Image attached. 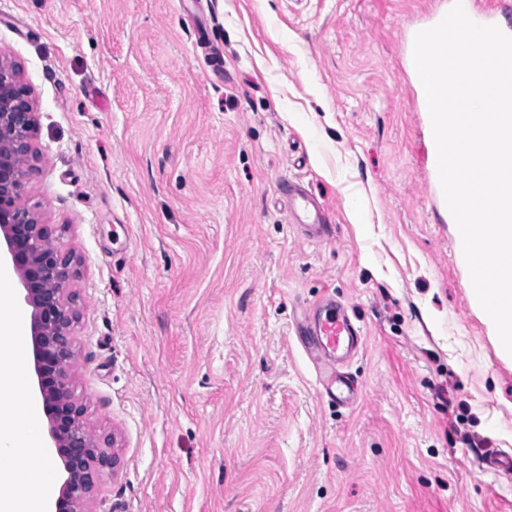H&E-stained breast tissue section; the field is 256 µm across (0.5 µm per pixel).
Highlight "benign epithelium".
I'll return each instance as SVG.
<instances>
[{"label":"benign epithelium","mask_w":512,"mask_h":512,"mask_svg":"<svg viewBox=\"0 0 512 512\" xmlns=\"http://www.w3.org/2000/svg\"><path fill=\"white\" fill-rule=\"evenodd\" d=\"M36 103L19 66L0 53V246L10 259L24 301L32 308L34 371L53 453L66 477L55 512H87L96 480L116 465L111 436L93 434L70 383L74 328L80 299L71 289L77 262L60 250L40 205L26 200L30 176L42 154L35 145Z\"/></svg>","instance_id":"benign-epithelium-1"}]
</instances>
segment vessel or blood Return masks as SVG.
Returning <instances> with one entry per match:
<instances>
[{
  "label": "vessel or blood",
  "mask_w": 512,
  "mask_h": 512,
  "mask_svg": "<svg viewBox=\"0 0 512 512\" xmlns=\"http://www.w3.org/2000/svg\"><path fill=\"white\" fill-rule=\"evenodd\" d=\"M468 17L477 24H492L497 12L506 10L505 0H462ZM289 214L300 227L317 239L327 240L333 235V227L327 224L323 208L316 197L297 182H288L285 188ZM306 351L319 352L324 360L320 381L327 397L338 403L351 400V387L336 372L335 353L345 348L357 350L363 343L359 329L353 324L344 307L328 300L305 312L299 325Z\"/></svg>",
  "instance_id": "1"
}]
</instances>
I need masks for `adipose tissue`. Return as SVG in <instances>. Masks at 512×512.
I'll return each instance as SVG.
<instances>
[{
	"label": "adipose tissue",
	"mask_w": 512,
	"mask_h": 512,
	"mask_svg": "<svg viewBox=\"0 0 512 512\" xmlns=\"http://www.w3.org/2000/svg\"><path fill=\"white\" fill-rule=\"evenodd\" d=\"M10 276L0 268V512H44L56 482L41 452L38 412L27 401L23 321L11 311Z\"/></svg>",
	"instance_id": "obj_1"
}]
</instances>
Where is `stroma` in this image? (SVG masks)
Here are the masks:
<instances>
[{"label":"stroma","instance_id":"35a3bbf8","mask_svg":"<svg viewBox=\"0 0 512 512\" xmlns=\"http://www.w3.org/2000/svg\"><path fill=\"white\" fill-rule=\"evenodd\" d=\"M448 0H0L28 184L80 273L92 512H512V363L470 300L405 67ZM324 204L300 237L284 179ZM364 336L321 394L302 309Z\"/></svg>","mask_w":512,"mask_h":512}]
</instances>
